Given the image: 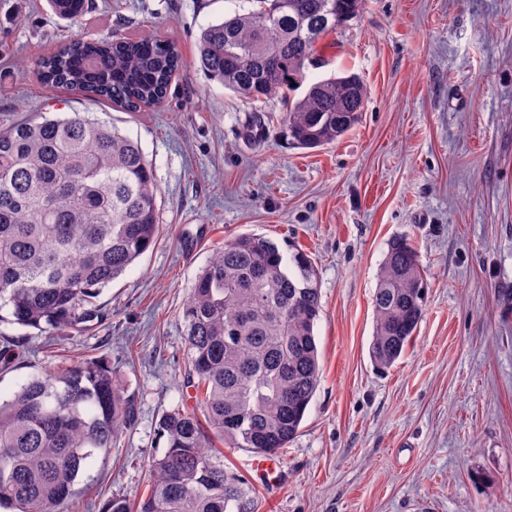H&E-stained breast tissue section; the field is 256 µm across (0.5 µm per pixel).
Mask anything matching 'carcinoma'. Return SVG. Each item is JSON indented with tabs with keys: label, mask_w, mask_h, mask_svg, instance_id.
Segmentation results:
<instances>
[{
	"label": "carcinoma",
	"mask_w": 512,
	"mask_h": 512,
	"mask_svg": "<svg viewBox=\"0 0 512 512\" xmlns=\"http://www.w3.org/2000/svg\"><path fill=\"white\" fill-rule=\"evenodd\" d=\"M79 20L88 0H48ZM209 25L196 61L234 94L288 105L281 133L301 148L335 142L364 109L353 74L288 91L317 44L357 17L364 0H250ZM333 11L334 23L321 16ZM184 65L176 44L152 36L78 39L41 60V81L87 92L130 112L160 104ZM159 189L137 142L88 115L40 113L0 129V312L41 333L79 332L102 314L97 299L159 238ZM428 283L414 246L388 243L373 295L370 358L388 369L405 353ZM320 295L303 254L243 234L216 250L182 307L186 381L195 409L165 412L163 451L148 489L115 494L102 512H249L246 480L212 455L210 431L234 448L277 452L298 433L320 383L315 326ZM118 367L102 358L31 377L0 401V512H56L80 473L136 418Z\"/></svg>",
	"instance_id": "obj_1"
}]
</instances>
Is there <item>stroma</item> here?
I'll list each match as a JSON object with an SVG mask.
<instances>
[{"mask_svg":"<svg viewBox=\"0 0 512 512\" xmlns=\"http://www.w3.org/2000/svg\"><path fill=\"white\" fill-rule=\"evenodd\" d=\"M244 0H92L68 22L47 0H0V127L93 112L138 142L159 189L161 235L99 298L104 318L53 338L0 322L13 342L0 398L58 360L105 357L137 420L96 455L61 512L143 492L160 416L194 405L184 382L187 289L213 251L255 233L313 261L321 380L280 450L282 481L254 512H512V0H366L322 39L307 82L354 73L358 124L307 150L279 133L283 105L252 102L195 61L208 25ZM149 33L185 65L163 104L127 112L49 89L34 65L70 40ZM262 114L267 138L241 137ZM408 236L430 284L423 318L387 371L370 359L372 298L389 241Z\"/></svg>","mask_w":512,"mask_h":512,"instance_id":"stroma-1","label":"stroma"}]
</instances>
